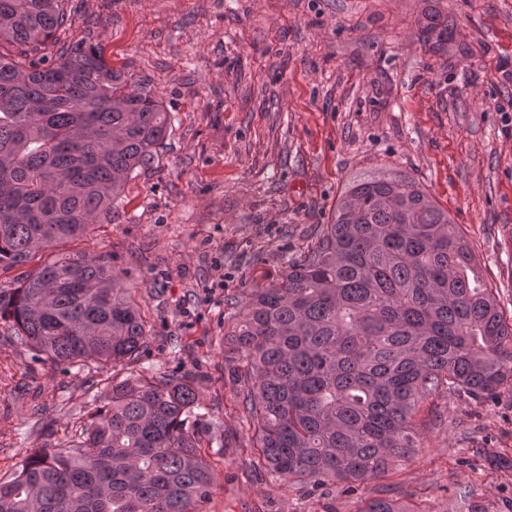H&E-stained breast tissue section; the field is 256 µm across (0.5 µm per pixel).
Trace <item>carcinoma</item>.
<instances>
[{
  "label": "carcinoma",
  "instance_id": "1",
  "mask_svg": "<svg viewBox=\"0 0 512 512\" xmlns=\"http://www.w3.org/2000/svg\"><path fill=\"white\" fill-rule=\"evenodd\" d=\"M64 2L0 0V269L112 222L171 127L153 92L127 90L95 46L43 54ZM122 275L109 253L64 255L0 289V321L55 365L135 360L150 327ZM231 308L224 360L248 450L270 474L316 489L350 492L415 456L432 396L480 404L512 386V317L462 229L402 174L349 183L280 282ZM98 385L106 404L73 447L38 449L0 480V512H202L215 475L193 372L143 367ZM355 512L417 510L371 498Z\"/></svg>",
  "mask_w": 512,
  "mask_h": 512
}]
</instances>
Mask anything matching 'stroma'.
Instances as JSON below:
<instances>
[{"instance_id":"stroma-1","label":"stroma","mask_w":512,"mask_h":512,"mask_svg":"<svg viewBox=\"0 0 512 512\" xmlns=\"http://www.w3.org/2000/svg\"><path fill=\"white\" fill-rule=\"evenodd\" d=\"M60 44L101 47L148 84L173 125L112 223L29 269L84 251L125 271L151 327L138 361L191 370L216 477L203 512H355L383 497L417 512H512V387L481 404L432 398L418 456L392 481L310 490L255 469L224 375V312L277 282L329 223L345 185L414 177L462 228L512 316V0H66ZM428 31L431 48L418 37ZM95 365L52 364L0 321V478L68 448L100 402Z\"/></svg>"}]
</instances>
